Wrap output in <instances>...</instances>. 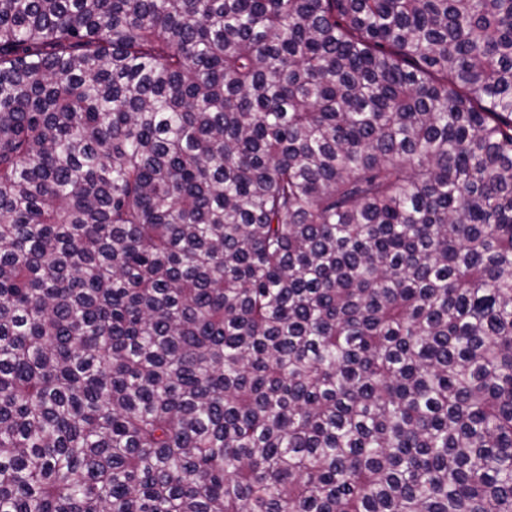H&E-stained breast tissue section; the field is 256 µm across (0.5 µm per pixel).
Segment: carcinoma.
<instances>
[{
  "label": "carcinoma",
  "instance_id": "cac0c4a2",
  "mask_svg": "<svg viewBox=\"0 0 512 512\" xmlns=\"http://www.w3.org/2000/svg\"><path fill=\"white\" fill-rule=\"evenodd\" d=\"M0 512H512V0H0Z\"/></svg>",
  "mask_w": 512,
  "mask_h": 512
}]
</instances>
